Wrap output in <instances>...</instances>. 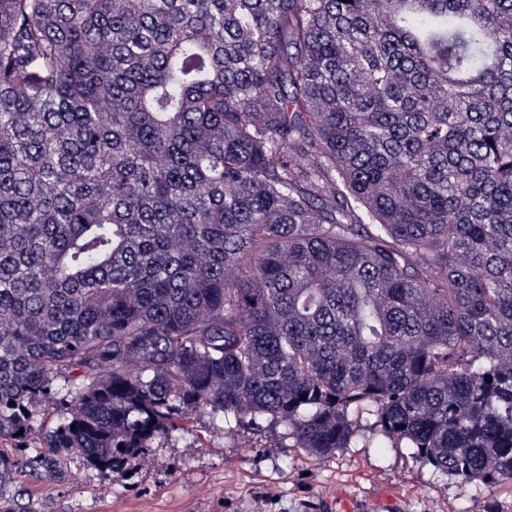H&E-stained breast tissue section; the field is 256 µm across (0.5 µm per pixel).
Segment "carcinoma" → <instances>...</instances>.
<instances>
[{"label": "carcinoma", "mask_w": 512, "mask_h": 512, "mask_svg": "<svg viewBox=\"0 0 512 512\" xmlns=\"http://www.w3.org/2000/svg\"><path fill=\"white\" fill-rule=\"evenodd\" d=\"M368 405L512 497V0H0V512Z\"/></svg>", "instance_id": "cac0c4a2"}]
</instances>
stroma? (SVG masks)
<instances>
[{"label":"stroma","instance_id":"stroma-1","mask_svg":"<svg viewBox=\"0 0 512 512\" xmlns=\"http://www.w3.org/2000/svg\"><path fill=\"white\" fill-rule=\"evenodd\" d=\"M372 423L371 415L359 416L349 447L311 459L289 447L276 423L254 432L197 411L112 481L74 458L70 482L27 485L36 512H322L347 485L363 494L397 487L406 512H512L496 484L459 485L405 444L378 442Z\"/></svg>","mask_w":512,"mask_h":512}]
</instances>
